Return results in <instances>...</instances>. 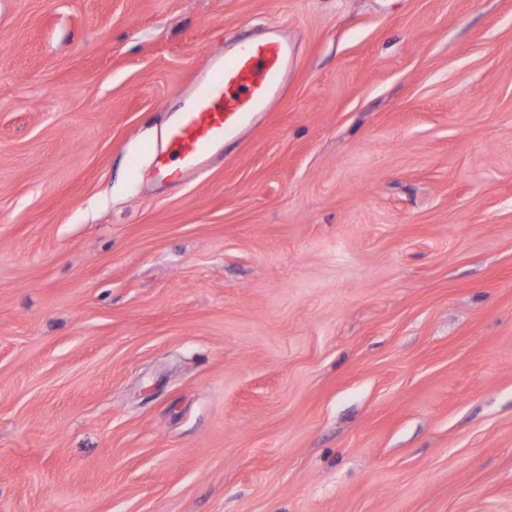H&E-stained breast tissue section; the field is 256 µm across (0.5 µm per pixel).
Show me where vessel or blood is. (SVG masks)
I'll return each instance as SVG.
<instances>
[{"label": "vessel or blood", "instance_id": "1", "mask_svg": "<svg viewBox=\"0 0 512 512\" xmlns=\"http://www.w3.org/2000/svg\"><path fill=\"white\" fill-rule=\"evenodd\" d=\"M289 56L287 42L274 37L226 45L223 57L207 60L189 103L167 128L166 150L153 154L155 180L169 186L202 175L215 148L271 106L286 83Z\"/></svg>", "mask_w": 512, "mask_h": 512}]
</instances>
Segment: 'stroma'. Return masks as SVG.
I'll return each instance as SVG.
<instances>
[{"label": "stroma", "mask_w": 512, "mask_h": 512, "mask_svg": "<svg viewBox=\"0 0 512 512\" xmlns=\"http://www.w3.org/2000/svg\"><path fill=\"white\" fill-rule=\"evenodd\" d=\"M0 512H512V0H0ZM289 56L288 43L274 37L228 44L223 57L208 59L189 103L167 128V149L148 147L155 180L169 186L204 174L214 149L271 106L286 84Z\"/></svg>", "instance_id": "1"}]
</instances>
